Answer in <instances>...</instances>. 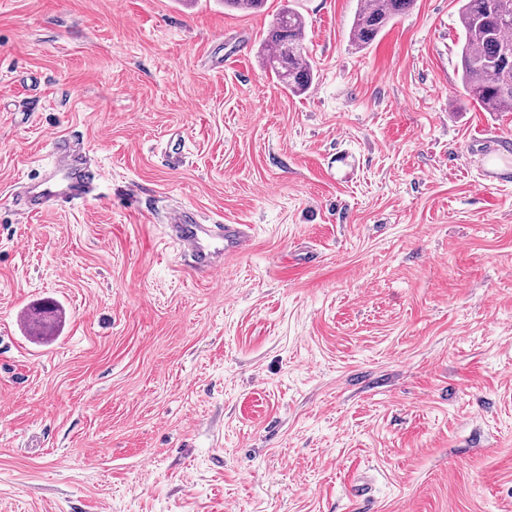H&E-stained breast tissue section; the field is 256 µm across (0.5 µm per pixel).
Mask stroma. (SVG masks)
Returning a JSON list of instances; mask_svg holds the SVG:
<instances>
[{"label":"stroma","instance_id":"obj_1","mask_svg":"<svg viewBox=\"0 0 512 512\" xmlns=\"http://www.w3.org/2000/svg\"><path fill=\"white\" fill-rule=\"evenodd\" d=\"M286 5L302 95L258 57ZM357 7L0 0V512H512V113L458 0L362 49ZM56 134L105 178L24 216ZM173 200L250 246L190 269ZM56 317L55 306L45 304L33 309L29 315L30 335L43 337L51 331Z\"/></svg>","mask_w":512,"mask_h":512}]
</instances>
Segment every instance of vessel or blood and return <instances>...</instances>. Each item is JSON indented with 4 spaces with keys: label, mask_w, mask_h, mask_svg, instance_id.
<instances>
[{
    "label": "vessel or blood",
    "mask_w": 512,
    "mask_h": 512,
    "mask_svg": "<svg viewBox=\"0 0 512 512\" xmlns=\"http://www.w3.org/2000/svg\"><path fill=\"white\" fill-rule=\"evenodd\" d=\"M52 144L54 174L32 182L26 191L27 209L32 213L87 198L101 178L100 169L83 148L58 138ZM166 219L182 253L192 258L195 269L208 275L221 272L225 258L245 251L251 242L248 225L205 224L185 206L169 209Z\"/></svg>",
    "instance_id": "vessel-or-blood-1"
}]
</instances>
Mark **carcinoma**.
<instances>
[{
    "label": "carcinoma",
    "mask_w": 512,
    "mask_h": 512,
    "mask_svg": "<svg viewBox=\"0 0 512 512\" xmlns=\"http://www.w3.org/2000/svg\"><path fill=\"white\" fill-rule=\"evenodd\" d=\"M350 29V41L370 44L392 20L405 14L414 0H361ZM463 32L460 51L462 82L469 97L486 112H512V0H459ZM262 68L293 95L306 92L314 68L306 47L302 15L285 6L263 40ZM55 306L45 304L29 315L30 335L51 331Z\"/></svg>",
    "instance_id": "1"
}]
</instances>
